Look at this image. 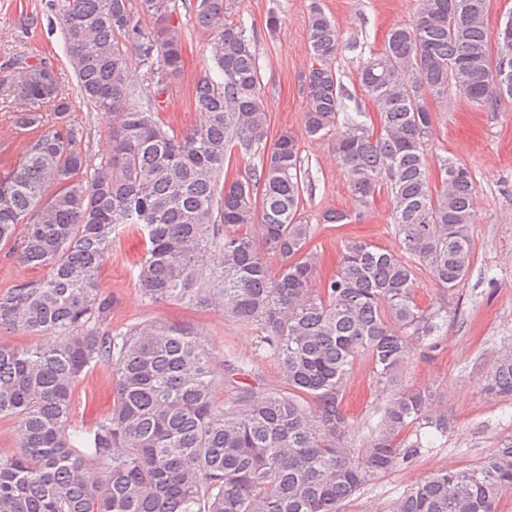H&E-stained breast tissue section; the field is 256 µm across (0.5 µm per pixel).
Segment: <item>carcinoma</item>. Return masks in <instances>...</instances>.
Listing matches in <instances>:
<instances>
[{
  "mask_svg": "<svg viewBox=\"0 0 512 512\" xmlns=\"http://www.w3.org/2000/svg\"><path fill=\"white\" fill-rule=\"evenodd\" d=\"M173 0H63L59 20L77 93L112 115L110 150L97 164L71 102L50 67L18 59L31 139L22 163L0 177V244L48 277L0 294V327L51 334L52 346L0 345V420L15 421L21 445L0 453V512H339L342 502L414 452L409 432L448 430L429 409L431 391L402 388L385 403L364 448H348L342 408L358 358L385 388L408 353L448 323V308H422L414 288L427 268L456 287L473 258L476 179L432 151L428 100L454 86L473 105L512 98V18L492 31L488 0H420L357 81L377 119L348 116L349 96L330 66L340 47L320 0H309L310 47L303 132L334 138L360 219L386 191L398 249L340 241L341 261L323 279L302 217L298 139L270 126L260 94L254 36L228 22L229 0H198L196 22L211 35L213 75L195 87L198 121L175 130L160 117L163 83L183 67ZM155 25L144 28L139 15ZM496 49H491V44ZM139 58L153 89L129 68ZM55 122L44 127L43 110ZM258 156L248 174L224 178L232 151ZM122 224L149 247L138 287L151 303L204 304L258 327L281 385L249 387L218 407L211 348L190 327L112 328L99 272ZM111 368L112 409L89 431L74 424L80 381ZM492 398L512 397V351L485 377ZM106 471V477L99 471ZM512 493V442L472 467L440 470L410 486L392 512H500Z\"/></svg>",
  "mask_w": 512,
  "mask_h": 512,
  "instance_id": "1",
  "label": "carcinoma"
}]
</instances>
